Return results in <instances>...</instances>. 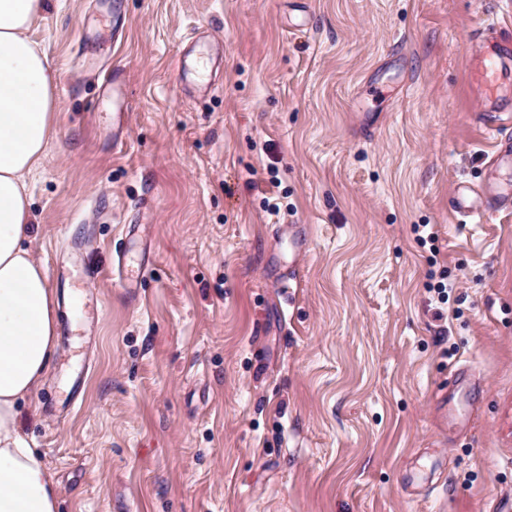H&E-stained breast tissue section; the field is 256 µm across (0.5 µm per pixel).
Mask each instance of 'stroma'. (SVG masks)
I'll return each mask as SVG.
<instances>
[{
    "mask_svg": "<svg viewBox=\"0 0 512 512\" xmlns=\"http://www.w3.org/2000/svg\"><path fill=\"white\" fill-rule=\"evenodd\" d=\"M492 22L512 0H50L29 248L60 333L20 410L58 512L512 506V207L448 208L492 174Z\"/></svg>",
    "mask_w": 512,
    "mask_h": 512,
    "instance_id": "1",
    "label": "stroma"
}]
</instances>
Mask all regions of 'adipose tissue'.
<instances>
[{
  "mask_svg": "<svg viewBox=\"0 0 512 512\" xmlns=\"http://www.w3.org/2000/svg\"><path fill=\"white\" fill-rule=\"evenodd\" d=\"M47 0H0V512H57L47 467L19 426L57 349V301L28 244V178L46 155L56 74L28 36Z\"/></svg>",
  "mask_w": 512,
  "mask_h": 512,
  "instance_id": "obj_1",
  "label": "adipose tissue"
}]
</instances>
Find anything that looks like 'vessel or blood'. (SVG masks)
Here are the masks:
<instances>
[{
    "mask_svg": "<svg viewBox=\"0 0 512 512\" xmlns=\"http://www.w3.org/2000/svg\"><path fill=\"white\" fill-rule=\"evenodd\" d=\"M512 73V32L488 25L480 51L472 60L471 80L482 110L479 119L490 134L499 131L500 117L512 111V85L505 78ZM512 205V181H492L480 187L460 182L454 188L450 209L461 222L481 221L488 200Z\"/></svg>",
    "mask_w": 512,
    "mask_h": 512,
    "instance_id": "vessel-or-blood-1",
    "label": "vessel or blood"
}]
</instances>
